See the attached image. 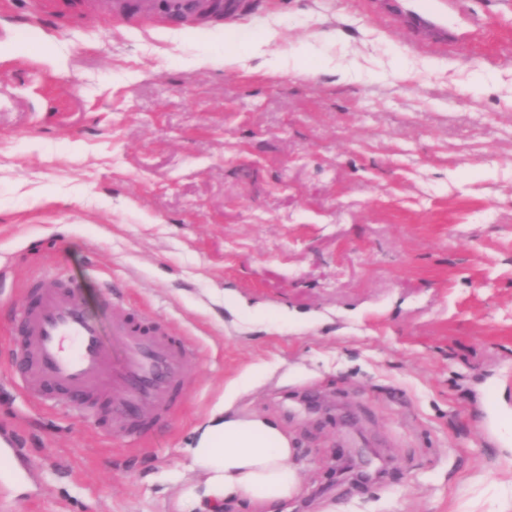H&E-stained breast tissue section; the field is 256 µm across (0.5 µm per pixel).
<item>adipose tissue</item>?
Listing matches in <instances>:
<instances>
[{"mask_svg":"<svg viewBox=\"0 0 512 512\" xmlns=\"http://www.w3.org/2000/svg\"><path fill=\"white\" fill-rule=\"evenodd\" d=\"M235 388L224 393V405L194 431L184 450L183 480L176 512H275L297 495L299 477L291 460L295 440L277 420L233 408Z\"/></svg>","mask_w":512,"mask_h":512,"instance_id":"obj_1","label":"adipose tissue"}]
</instances>
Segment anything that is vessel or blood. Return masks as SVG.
<instances>
[{"label":"vessel or blood","mask_w":512,"mask_h":512,"mask_svg":"<svg viewBox=\"0 0 512 512\" xmlns=\"http://www.w3.org/2000/svg\"><path fill=\"white\" fill-rule=\"evenodd\" d=\"M123 16L157 14L186 22L200 15L199 0H112ZM247 0H214L211 19L242 23ZM409 26L436 40L448 38L445 11L434 0H416L406 11ZM19 341L9 352L14 382L40 406L90 417L105 433L139 441L148 428L167 422L191 386L189 365L196 349L164 322L112 306V338L79 303L73 282L40 278L14 320Z\"/></svg>","instance_id":"1"}]
</instances>
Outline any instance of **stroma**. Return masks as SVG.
Segmentation results:
<instances>
[{"instance_id": "1", "label": "stroma", "mask_w": 512, "mask_h": 512, "mask_svg": "<svg viewBox=\"0 0 512 512\" xmlns=\"http://www.w3.org/2000/svg\"><path fill=\"white\" fill-rule=\"evenodd\" d=\"M417 43L376 0H265L241 27L0 0V349L38 276L198 351L136 446L36 408L0 358V512H173L237 410L296 439L280 512H512V0ZM304 53L307 71L288 58Z\"/></svg>"}]
</instances>
